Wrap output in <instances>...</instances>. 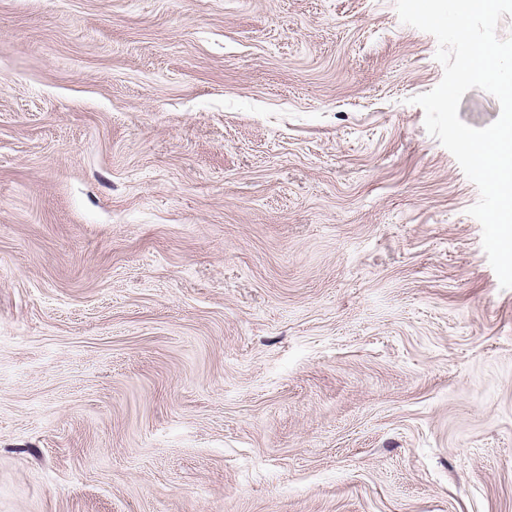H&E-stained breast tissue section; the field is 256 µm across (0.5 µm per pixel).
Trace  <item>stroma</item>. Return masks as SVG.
Returning <instances> with one entry per match:
<instances>
[{
	"mask_svg": "<svg viewBox=\"0 0 512 512\" xmlns=\"http://www.w3.org/2000/svg\"><path fill=\"white\" fill-rule=\"evenodd\" d=\"M437 48L395 0H0V512H512Z\"/></svg>",
	"mask_w": 512,
	"mask_h": 512,
	"instance_id": "stroma-1",
	"label": "stroma"
}]
</instances>
